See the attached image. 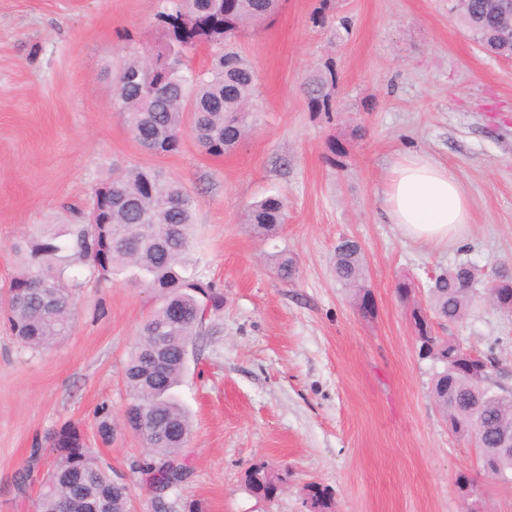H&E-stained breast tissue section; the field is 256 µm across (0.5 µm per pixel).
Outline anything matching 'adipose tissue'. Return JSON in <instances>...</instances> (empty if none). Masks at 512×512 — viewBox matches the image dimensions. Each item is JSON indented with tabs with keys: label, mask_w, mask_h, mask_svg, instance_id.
I'll return each instance as SVG.
<instances>
[{
	"label": "adipose tissue",
	"mask_w": 512,
	"mask_h": 512,
	"mask_svg": "<svg viewBox=\"0 0 512 512\" xmlns=\"http://www.w3.org/2000/svg\"><path fill=\"white\" fill-rule=\"evenodd\" d=\"M383 206L389 223L402 235L424 245L464 239L470 223L469 201L457 175L424 154H409L391 169Z\"/></svg>",
	"instance_id": "ef3b65f1"
}]
</instances>
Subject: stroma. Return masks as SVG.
I'll list each match as a JSON object with an SVG mask.
<instances>
[{"instance_id": "1", "label": "stroma", "mask_w": 512, "mask_h": 512, "mask_svg": "<svg viewBox=\"0 0 512 512\" xmlns=\"http://www.w3.org/2000/svg\"><path fill=\"white\" fill-rule=\"evenodd\" d=\"M162 5L0 0V307L31 239L82 223L101 179L162 169L196 200L188 263L224 294L177 389L193 431L178 454L186 476L166 494L172 512H307L310 483L333 493L337 512H512V482L486 474L473 440L449 431L431 393L438 366L419 357L412 320L431 280L459 262L488 281L512 277V60L471 38L453 0H284L236 42L256 71L251 133L220 158L188 132L156 155L130 135L113 89L127 60L159 44ZM327 71L325 114L305 81ZM409 152L457 173L471 213L464 242L424 246L388 222L384 182ZM271 194L284 197L285 222L260 238L245 213ZM345 238L365 255L367 316L334 277ZM281 253L296 263L287 281ZM69 291V331L48 349L19 345L0 314V512H36L65 425L121 478L130 512H155L152 453L125 424L124 372L161 299L85 276ZM431 324L473 354L494 352L512 388V313L484 303ZM259 460L289 472L269 499L243 482ZM463 476L476 499L461 493Z\"/></svg>"}]
</instances>
